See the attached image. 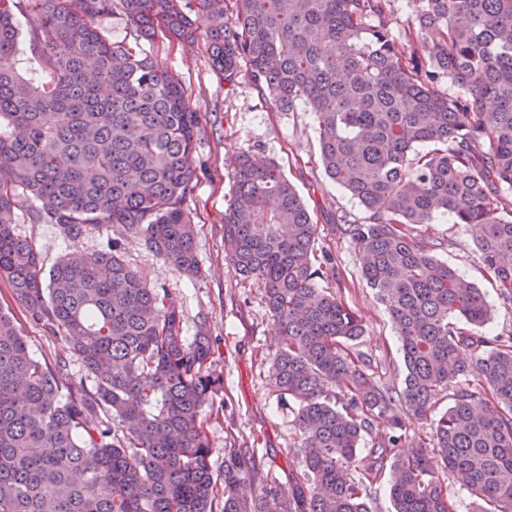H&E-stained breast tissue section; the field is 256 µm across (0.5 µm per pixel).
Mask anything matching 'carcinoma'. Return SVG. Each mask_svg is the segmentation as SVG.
I'll return each instance as SVG.
<instances>
[{"mask_svg":"<svg viewBox=\"0 0 512 512\" xmlns=\"http://www.w3.org/2000/svg\"><path fill=\"white\" fill-rule=\"evenodd\" d=\"M24 1L46 81L16 66ZM390 2L233 0L227 18L224 0H0V278L31 321L64 331L94 382L62 388L60 363L35 360L0 309V512H215L204 423L224 378L210 369L207 332L187 342L181 303L118 243L47 270L10 225L20 210L76 240L119 224L176 272L201 275L185 207L198 112L145 50L104 34L111 15L138 38L161 29L177 43L197 38L202 16L228 86L244 61L276 109L312 108L326 175L367 214L344 231L401 343V388L377 384L352 349L362 321L319 287L336 277L334 258L315 248L296 188L274 161L239 155L225 260L265 284L280 337L273 383L297 405L310 492L272 480L238 497L253 466L234 451L221 512H373L386 475L394 512H455L449 477L473 512H512V331L480 335L490 315L480 288L435 257L442 243L414 233L447 214L478 225L479 259L512 302V0H421L397 35ZM444 80L453 94L435 91ZM470 377L477 388L461 384ZM450 389L430 432L435 471L423 452H401V414L431 413ZM93 414L103 418L90 425Z\"/></svg>","mask_w":512,"mask_h":512,"instance_id":"1","label":"carcinoma"}]
</instances>
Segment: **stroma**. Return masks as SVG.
Returning a JSON list of instances; mask_svg holds the SVG:
<instances>
[{
    "mask_svg": "<svg viewBox=\"0 0 512 512\" xmlns=\"http://www.w3.org/2000/svg\"><path fill=\"white\" fill-rule=\"evenodd\" d=\"M155 60L172 71L187 90L203 126L196 148L197 186L187 204L194 214L195 246L200 277L176 273L137 236L119 226L104 225L76 240L67 239L54 224H32L14 213L13 227L41 252L45 266L73 253H91L118 241L128 262L149 282L165 286L183 306L187 336L206 328L214 350L212 369L223 375L224 390L206 412L205 427L213 449L211 464L216 480L224 478L225 451L251 456L253 482L239 493L251 496L263 479L293 483L302 470L296 451L297 429L293 403L274 391L271 359L278 346L277 326L260 281H244L224 259V213L231 203L234 157L244 151L273 159L295 185L317 226V246L332 253L336 275L325 280L330 291L362 318L366 333L353 349L366 360L364 369L377 383L400 386L403 363L395 328L384 305L362 277L360 256L344 234L345 221L364 223L359 203L325 174L319 153V129L314 112L300 106L294 112L275 111L253 88L248 70H241L235 86H227L211 67L205 40L169 44L164 36L148 44ZM423 234L438 238L435 255L455 267L467 281L485 293L491 318L481 333L493 337L512 330V304H504L497 285L485 275L476 251L478 232L452 216L423 226ZM0 309L12 313L34 359L65 360L58 375L61 386L79 382L85 371L70 351L63 330L31 323L0 279Z\"/></svg>",
    "mask_w": 512,
    "mask_h": 512,
    "instance_id": "1",
    "label": "stroma"
}]
</instances>
